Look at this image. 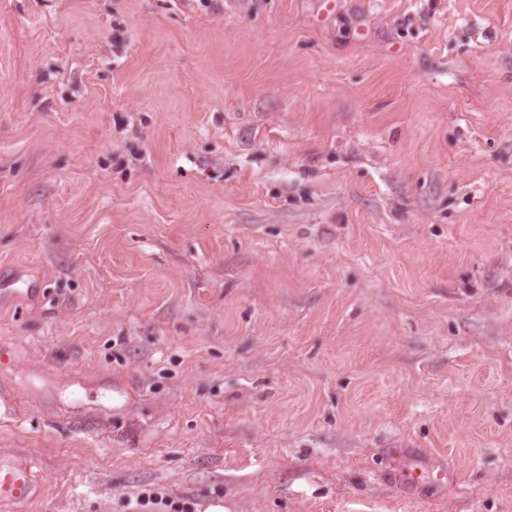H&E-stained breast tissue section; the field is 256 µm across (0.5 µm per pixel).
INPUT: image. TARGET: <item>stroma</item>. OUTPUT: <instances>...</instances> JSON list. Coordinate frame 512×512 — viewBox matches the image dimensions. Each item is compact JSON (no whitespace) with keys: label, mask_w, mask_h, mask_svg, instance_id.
<instances>
[{"label":"stroma","mask_w":512,"mask_h":512,"mask_svg":"<svg viewBox=\"0 0 512 512\" xmlns=\"http://www.w3.org/2000/svg\"><path fill=\"white\" fill-rule=\"evenodd\" d=\"M0 278V512H512V0H0ZM33 464L27 458H0V501L20 504L34 493ZM455 475L446 466L434 469L418 461H412L400 468L396 477L405 488H419L448 483V478L453 479Z\"/></svg>","instance_id":"1"}]
</instances>
